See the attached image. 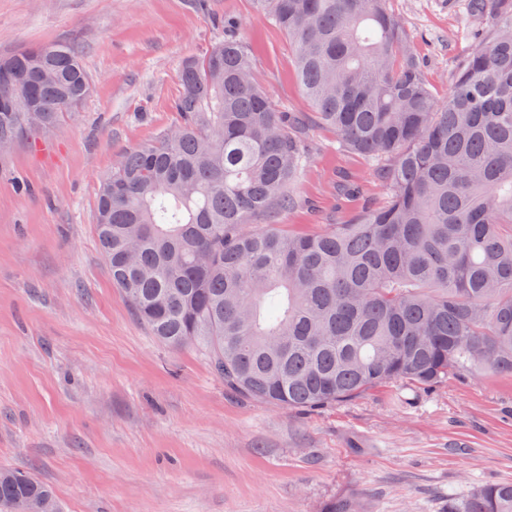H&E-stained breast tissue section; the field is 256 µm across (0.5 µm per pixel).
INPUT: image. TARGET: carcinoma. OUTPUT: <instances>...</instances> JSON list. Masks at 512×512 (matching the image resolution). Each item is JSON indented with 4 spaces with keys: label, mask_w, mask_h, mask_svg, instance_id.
<instances>
[{
    "label": "carcinoma",
    "mask_w": 512,
    "mask_h": 512,
    "mask_svg": "<svg viewBox=\"0 0 512 512\" xmlns=\"http://www.w3.org/2000/svg\"><path fill=\"white\" fill-rule=\"evenodd\" d=\"M295 50L314 112L275 108L241 23L178 70L179 122L123 153L95 230L112 284L160 342L198 347L224 386L316 410L400 383L512 375V0H466L482 42L438 100L387 0H255ZM17 104L0 157L88 97L63 44L0 58ZM321 125L368 157L384 205L287 233L292 186ZM0 512H61L50 485L0 469ZM448 512H512L486 483Z\"/></svg>",
    "instance_id": "1"
}]
</instances>
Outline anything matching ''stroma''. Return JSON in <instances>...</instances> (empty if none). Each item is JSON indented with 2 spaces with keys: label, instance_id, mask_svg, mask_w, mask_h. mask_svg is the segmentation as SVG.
Wrapping results in <instances>:
<instances>
[{
  "label": "stroma",
  "instance_id": "35a3bbf8",
  "mask_svg": "<svg viewBox=\"0 0 512 512\" xmlns=\"http://www.w3.org/2000/svg\"><path fill=\"white\" fill-rule=\"evenodd\" d=\"M464 0H388L436 98L477 45ZM242 22L257 82L312 104L293 47L254 0H0V56L77 48L82 107L0 159V468L50 484L62 512H448V496L512 483V376L392 384L315 411L227 389L192 347L159 342L113 286L94 231L117 157L179 121L177 71ZM294 187L290 233L383 201L371 163L326 127Z\"/></svg>",
  "mask_w": 512,
  "mask_h": 512
}]
</instances>
